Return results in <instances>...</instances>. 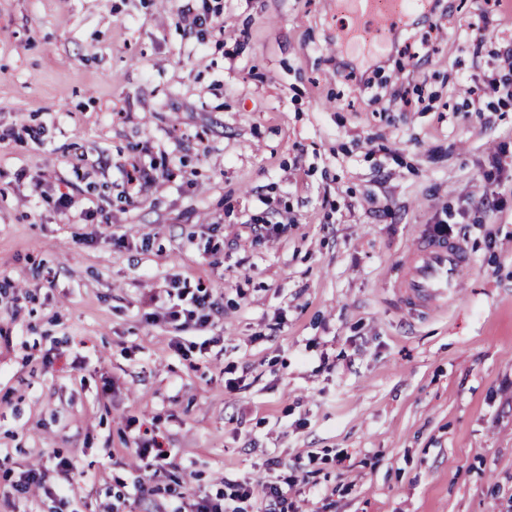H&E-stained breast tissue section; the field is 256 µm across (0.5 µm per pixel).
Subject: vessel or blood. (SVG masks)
Segmentation results:
<instances>
[{"mask_svg":"<svg viewBox=\"0 0 512 512\" xmlns=\"http://www.w3.org/2000/svg\"><path fill=\"white\" fill-rule=\"evenodd\" d=\"M424 0H344V7L354 25L372 26L377 34L374 51H383L386 36L398 22L419 13ZM470 257L462 245L448 241L418 244L407 262L403 288L421 308L435 300L458 297L459 271Z\"/></svg>","mask_w":512,"mask_h":512,"instance_id":"vessel-or-blood-1","label":"vessel or blood"}]
</instances>
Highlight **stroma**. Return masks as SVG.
Listing matches in <instances>:
<instances>
[{
	"mask_svg": "<svg viewBox=\"0 0 512 512\" xmlns=\"http://www.w3.org/2000/svg\"><path fill=\"white\" fill-rule=\"evenodd\" d=\"M350 26L338 0H0V490L64 457L88 512H154L121 498L157 482L136 420L200 494L277 462L300 512H512V97L473 93L512 84V18L441 0L408 30L428 60L362 91ZM444 225L472 263L419 312L404 258ZM178 278L220 304L206 350L145 319Z\"/></svg>",
	"mask_w": 512,
	"mask_h": 512,
	"instance_id": "1",
	"label": "stroma"
}]
</instances>
